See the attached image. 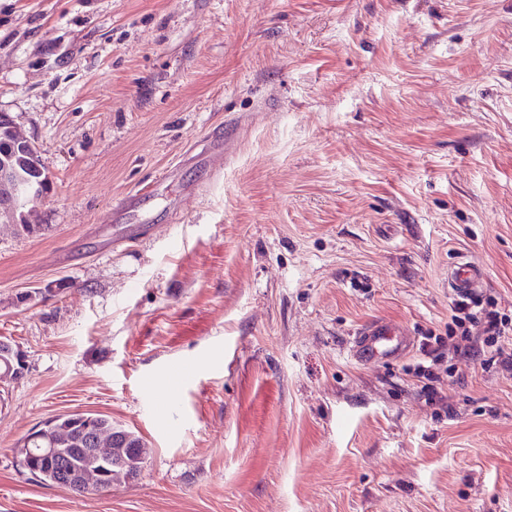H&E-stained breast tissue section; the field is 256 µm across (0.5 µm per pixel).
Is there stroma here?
<instances>
[{"label":"stroma","mask_w":512,"mask_h":512,"mask_svg":"<svg viewBox=\"0 0 512 512\" xmlns=\"http://www.w3.org/2000/svg\"><path fill=\"white\" fill-rule=\"evenodd\" d=\"M0 112L48 178L37 232L0 223V512H512V374L440 415L413 374L459 257L512 310V0H0ZM229 116L224 170L183 162ZM372 320L411 350L356 362ZM76 411L135 478L21 466ZM0 366L3 364V371L0 374V382L16 379L22 370V359L18 351H15L11 345L0 342ZM46 422L41 425L42 428L39 427L28 432V434L24 436L25 439L19 445V448H16L17 455L22 456V462H25L33 454V449L37 448L41 451V456L43 458H34L31 460L29 465L39 468L41 473H46L41 475L39 474V478L44 482L55 484L48 473L50 471H54L56 465L60 486L76 492H82L83 489L86 488V484L83 474L74 469L78 468L84 472L88 482H90L93 487L86 490V492H97L96 485L100 480L99 471L88 470L84 467L86 458L83 455L81 448H85L86 454L92 462L100 464H107L110 462V459L112 460V448H114L113 454L115 453L117 455L121 454V452H125L124 448H129L127 452L129 459L123 458L116 462V465L127 469L131 468V466H137V463L142 461V456L139 454L138 448H142L144 456L146 454L145 444L142 439L122 426L115 425L114 423L112 424V419L108 416L95 413L62 415L46 429L45 433L44 426ZM87 422H89L97 431L107 433L112 439L117 438V436H115V430H112V428L114 427L118 429L117 433L119 434V438L115 440V442H112V448H105L100 445V437L95 430H87L86 440V436L83 432V426ZM43 435L44 439L39 441V447L31 444L34 440L42 438ZM87 443L91 448L87 447ZM23 445L25 448H23ZM66 448L69 450V454L72 459L71 464L74 468L70 464ZM127 469L124 470L125 474H127ZM112 470L113 472L122 471L121 469H109V472L106 474V479L98 484L100 491H108L112 489V485L117 481L112 480Z\"/></svg>","instance_id":"1"}]
</instances>
